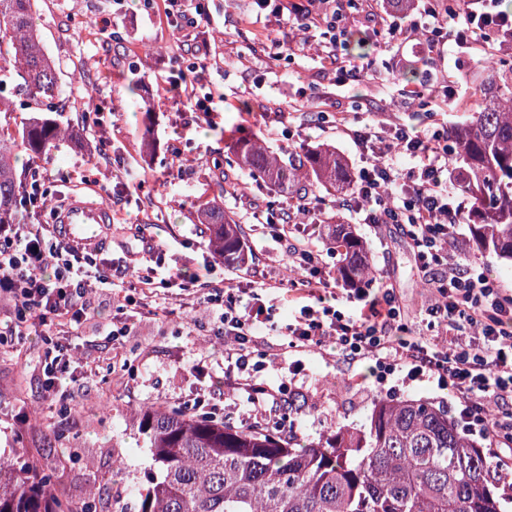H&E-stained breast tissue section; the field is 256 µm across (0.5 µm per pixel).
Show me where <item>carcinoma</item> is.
Wrapping results in <instances>:
<instances>
[{
	"instance_id": "1",
	"label": "carcinoma",
	"mask_w": 512,
	"mask_h": 512,
	"mask_svg": "<svg viewBox=\"0 0 512 512\" xmlns=\"http://www.w3.org/2000/svg\"><path fill=\"white\" fill-rule=\"evenodd\" d=\"M37 0H0V113L15 111L3 94L20 76L36 105L19 125H0V224L22 219L16 156L34 164L74 135L53 111L71 87L62 83L36 29ZM482 81L462 102L469 117L452 131L451 164L470 207L463 217L475 251L512 266V75L495 61H478ZM240 164L284 191L298 178L342 192L353 174L336 150L298 147L288 160L257 141H236ZM211 247L244 256V238L224 207L199 210ZM331 244L344 257L337 274L359 283L374 271L368 249L351 229L339 227ZM149 448L157 470L147 487L129 485L112 496V512H502L492 459L459 426L448 408L406 398H378L358 427L332 426L316 441L301 429L288 435L264 423H231L183 406L143 404L126 416ZM62 459L0 455V512H83L69 499Z\"/></svg>"
}]
</instances>
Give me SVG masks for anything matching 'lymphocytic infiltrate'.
Returning a JSON list of instances; mask_svg holds the SVG:
<instances>
[{
	"mask_svg": "<svg viewBox=\"0 0 512 512\" xmlns=\"http://www.w3.org/2000/svg\"><path fill=\"white\" fill-rule=\"evenodd\" d=\"M410 31L420 38L423 58H442L448 44L471 54L491 40L512 42V13L499 10L497 0H483L479 10L456 21L448 0H420ZM355 0H254L257 11L287 16L306 29L333 33L322 43V64L345 84L351 69L336 55L346 9ZM152 13L174 24L198 26L210 18L209 0H158ZM363 154L344 206L361 214L366 224H396L407 234L418 269L434 294L423 312V328L407 325L394 289H355L347 301H360L358 316L328 305L329 280L322 253L289 242L288 212L276 202L265 208L264 225L274 242L285 245L294 266L306 273L310 304L301 306L285 326L283 354L299 356L333 343L348 362L373 361L378 374L408 367L411 373L437 379L461 406L464 428L479 430L501 469L512 470V293L500 288L478 265L450 262L448 244L458 235L468 198L451 174L452 146L448 125L425 110L419 126L406 120L385 126L365 125L346 131ZM153 267L138 278L144 295L156 288H174L181 295L214 304V319L224 335V393H246L250 423L275 418L287 422L294 407L284 383L260 377L265 365L253 361L252 350L272 327V310L261 300L257 284L227 288L215 294L212 267L190 276L167 259L163 246L152 250ZM111 291L115 282L101 249L62 240L50 221L0 224V298L10 307L0 317V344L29 335L38 325L74 332L87 319L92 289ZM125 299L112 318L113 339L130 335L146 305Z\"/></svg>",
	"mask_w": 512,
	"mask_h": 512,
	"instance_id": "1",
	"label": "lymphocytic infiltrate"
}]
</instances>
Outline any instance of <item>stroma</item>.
Returning <instances> with one entry per match:
<instances>
[{"label":"stroma","mask_w":512,"mask_h":512,"mask_svg":"<svg viewBox=\"0 0 512 512\" xmlns=\"http://www.w3.org/2000/svg\"><path fill=\"white\" fill-rule=\"evenodd\" d=\"M211 19L197 27L177 29L148 14L142 0H39L36 24L53 58L61 81L71 84L68 97L55 104L57 118L80 129L81 140L68 141L42 161L46 179L58 187L52 206L71 193L85 190L86 169L98 185L92 201L108 203L118 228L108 234L103 256L119 265L146 267L147 250L162 244L174 253L182 271L214 267V281L231 285L239 278L273 283L263 300L275 308V318L287 323L299 305V291L285 284L299 280L284 246L259 227L257 215L267 202L301 197L326 201L317 224L293 220L291 240L311 239L322 252L331 251L323 227L347 224L366 241L376 282L397 289L409 322L431 299V290L417 268L406 236L392 224H363L355 211L336 208L335 196L306 181L290 192H272L260 176L241 167L234 151L237 138L258 140L268 151L287 156L302 144L334 147L349 168L360 154L342 132L366 123L389 126L418 109L402 91L417 83L422 58L389 35L391 16L382 0H364L351 23L371 42L374 70L362 71L357 82L340 87L334 71L322 67L313 52L292 58H272L268 37L304 41L297 26L274 16L256 18L252 0H211ZM114 15L110 34H101L96 20ZM206 47L204 78L199 94L211 97L210 119H195L184 104L168 93L173 73L196 48ZM477 56L449 48L438 62L440 75L457 89V99L434 101L448 126L466 119L461 101L467 98ZM136 94H128V84ZM338 115L340 125L325 130L311 122L313 113ZM139 174L145 181L134 190L115 179L117 170ZM240 224L252 250L248 266L239 268L212 253L196 218L198 205L211 200ZM452 262L477 264L489 277L512 290V269L496 256L475 254L468 226L448 247ZM149 314L140 316L135 332L112 343V301L94 293L87 321L62 341L72 350L75 381L66 400L47 397L42 388L43 343L33 336L20 351L0 347V454L70 456L69 495L81 502L94 491L111 500L115 486L102 479L112 470V453L121 451L122 480L141 483L154 464L149 452L125 427V411L142 403L173 405L191 401L196 380L193 361L217 364L224 343L210 317L211 307L158 289ZM302 376L284 379L279 364H270L266 380L287 381L294 392L295 417L307 438L315 439L335 423L351 424L367 415L371 401L383 398H426L450 405L447 392L421 381L378 382L371 361L353 364L326 347L303 357ZM39 412L63 432L55 440L39 422H30L17 436L13 417L19 411Z\"/></svg>","instance_id":"35a3bbf8"}]
</instances>
